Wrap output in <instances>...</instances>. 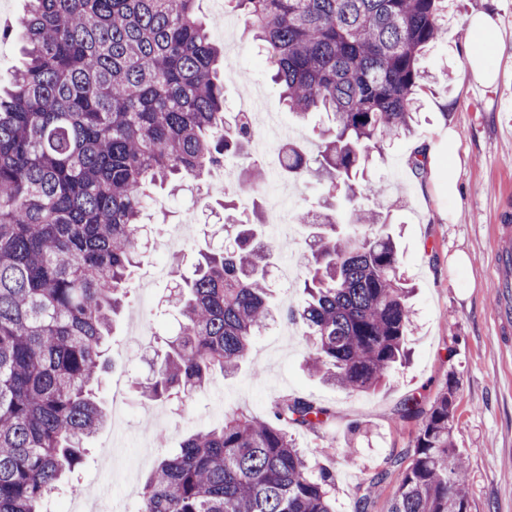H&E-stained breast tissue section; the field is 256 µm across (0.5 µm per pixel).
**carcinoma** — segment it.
Instances as JSON below:
<instances>
[{
	"instance_id": "carcinoma-1",
	"label": "carcinoma",
	"mask_w": 512,
	"mask_h": 512,
	"mask_svg": "<svg viewBox=\"0 0 512 512\" xmlns=\"http://www.w3.org/2000/svg\"><path fill=\"white\" fill-rule=\"evenodd\" d=\"M272 64L280 100L299 118H327L309 157L282 147L283 172L325 186L304 262L299 325L306 365L339 389L370 392L405 358L413 292L401 272L390 212L365 208L360 188L373 153L409 134L428 75L426 47L445 39V0H227ZM197 0H27L0 28L25 61L0 88V512H44L107 418L97 401L102 358L130 271L159 244H143L151 191L192 181L229 153L247 155V112L224 111L221 49ZM354 206L336 220V198ZM259 213L224 202V238L208 245L171 300L178 329L157 350L148 401L203 390L234 374L273 320L276 240ZM456 385L421 419L413 445L394 456L401 479L388 512H469L467 467L451 438ZM330 410L301 397L265 419L234 409L160 459L139 512H336L335 477L296 448L288 427L316 432ZM388 473L360 488L369 512Z\"/></svg>"
}]
</instances>
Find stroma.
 <instances>
[{"mask_svg": "<svg viewBox=\"0 0 512 512\" xmlns=\"http://www.w3.org/2000/svg\"><path fill=\"white\" fill-rule=\"evenodd\" d=\"M483 13L495 23L512 16V0H448V36L427 49L422 66L447 76L446 86L421 94V117L414 132L391 143L368 178L380 182L385 200L401 201L391 219L401 228L400 255L405 276L418 287L411 355L397 366L385 386L370 393H348L308 371V348L299 329L277 322L258 336L249 365L231 376L214 375L204 391L189 398L150 403L136 384L150 373L152 349L128 348L134 326L148 327L155 338L170 337L178 319L168 304L170 277L154 268L181 262L191 267L204 244V225L222 224L218 203L197 200L189 191L166 197L155 221L174 224L195 208L198 227L179 253L159 248L150 262L134 270L123 311L106 353L105 407L121 395L122 412L93 438L72 482L98 488L108 482L115 512H137L143 484L163 451H175L186 435L223 420L225 410L263 415L284 396L303 397L329 408L330 423L318 432L292 430L298 448L329 468L336 480L338 512H354L360 486L387 470L370 512H388L400 472L390 461L412 445L420 420L399 416L410 397L430 403L448 379L456 381L454 446L467 463L470 512H512V329L495 316L497 292L493 252L512 244V222L500 220L512 200V138L504 120L512 115V31L504 33L503 52L491 58L498 71L487 87L469 72L468 18ZM197 13L223 47L226 111L270 113L282 136L249 152L266 172V186L280 185L288 198L290 220L275 239L281 260L305 247L306 233L296 214L315 208L322 188L314 181L282 177L274 166L283 143L294 141L315 153L321 115L300 119L288 112L272 84L267 57L252 41L240 14L225 0H199ZM425 149V171L415 174L410 156ZM260 376H253V369ZM166 437L158 448L157 437Z\"/></svg>", "mask_w": 512, "mask_h": 512, "instance_id": "35a3bbf8", "label": "stroma"}]
</instances>
